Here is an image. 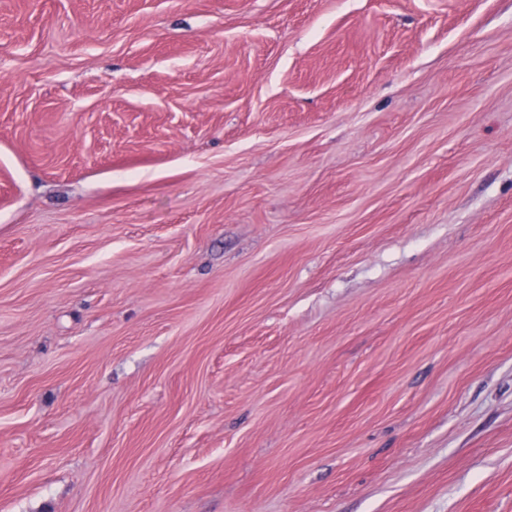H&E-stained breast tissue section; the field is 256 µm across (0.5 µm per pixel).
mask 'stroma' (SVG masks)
<instances>
[{
	"label": "stroma",
	"mask_w": 512,
	"mask_h": 512,
	"mask_svg": "<svg viewBox=\"0 0 512 512\" xmlns=\"http://www.w3.org/2000/svg\"><path fill=\"white\" fill-rule=\"evenodd\" d=\"M0 512H512V0H0Z\"/></svg>",
	"instance_id": "35a3bbf8"
}]
</instances>
